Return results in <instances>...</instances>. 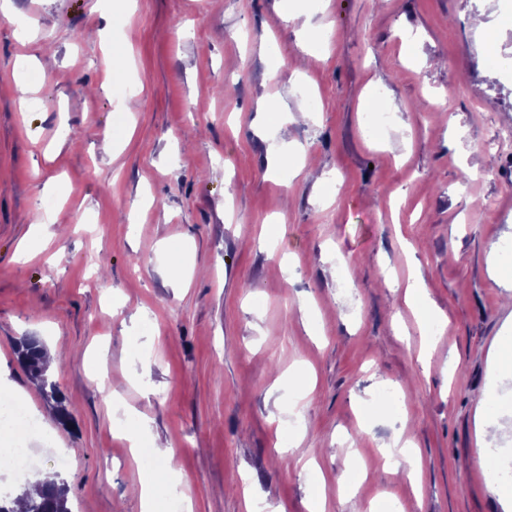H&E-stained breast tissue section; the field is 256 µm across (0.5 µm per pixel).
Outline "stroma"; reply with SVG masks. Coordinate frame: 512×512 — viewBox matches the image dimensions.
<instances>
[{
    "label": "stroma",
    "instance_id": "1",
    "mask_svg": "<svg viewBox=\"0 0 512 512\" xmlns=\"http://www.w3.org/2000/svg\"><path fill=\"white\" fill-rule=\"evenodd\" d=\"M14 3L0 17V388L41 424L35 476L59 474L73 512H143L148 463L125 431L145 424L192 512H307L317 484L324 512H512L476 451L481 416L512 448V366L493 359L512 347L503 0ZM116 39L129 59H113ZM376 94L392 114L378 132ZM290 142L304 169L270 170ZM178 264L196 271L180 289ZM25 335L58 354L70 425L18 364ZM396 439L419 453L420 489L385 463ZM347 467L358 495L336 490Z\"/></svg>",
    "mask_w": 512,
    "mask_h": 512
}]
</instances>
